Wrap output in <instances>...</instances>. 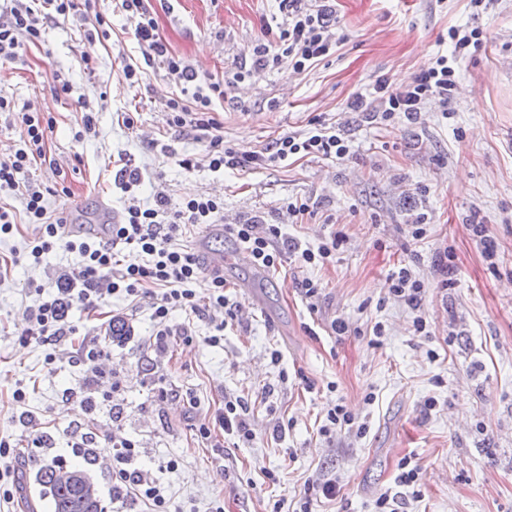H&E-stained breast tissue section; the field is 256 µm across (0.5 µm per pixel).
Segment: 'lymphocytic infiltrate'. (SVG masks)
I'll list each match as a JSON object with an SVG mask.
<instances>
[{"label": "lymphocytic infiltrate", "mask_w": 512, "mask_h": 512, "mask_svg": "<svg viewBox=\"0 0 512 512\" xmlns=\"http://www.w3.org/2000/svg\"><path fill=\"white\" fill-rule=\"evenodd\" d=\"M145 2L120 0L121 9L134 26L133 34L143 57L142 64L125 63L123 73L127 80L136 83L142 79V65L158 63L163 66L167 80L176 87L165 103L168 123L185 131L207 132L204 158L210 170L246 171L275 167L299 155L341 159L350 154V141L340 126L319 118L310 121L306 132L289 133L276 138L263 150L240 153L227 147L223 136L214 134L215 120L210 116L213 101L226 99L228 88L242 82L251 71L286 67L300 73L335 54L340 39L336 35V9L331 0H280L282 20L277 34L251 45L250 68L216 81L198 73L170 51ZM78 9V0H0V62L15 59L25 44L38 42L41 21L65 19ZM448 37L453 45L451 54L437 56L434 64L421 70L411 83L397 87L382 75L376 79L371 92L354 94L347 108L355 114L357 122L370 126L414 124L420 118L425 100L434 97L441 104L450 103L460 63L470 48L490 41L492 34L486 27L454 28L449 30ZM21 124L23 145L10 162L0 163V190L6 189L19 196L24 223L32 228L31 236L25 240L23 256L39 263L46 254L62 246L76 257L75 266L53 276L46 297L28 310V327L21 337L22 342L61 344L78 333L69 318L73 309L102 308L115 295L151 298L155 346L161 351L165 350L173 332L169 318L174 311L196 314L207 307L235 318L236 310L230 307L224 293L223 274L206 270L198 254L181 243L189 227L225 224L223 199L199 195L185 198L173 207L166 194L159 192L153 205L125 207L121 223L104 225L101 233L87 235L78 231L70 240L59 241V229L49 215L43 191L33 182L23 183L18 179L19 174L34 163L47 162L46 140L53 129V121L25 112L21 115ZM21 224L0 206V239L19 234ZM226 226L251 261L268 269L278 267L290 255L305 265H327L344 241L342 234L334 233L313 246L288 237L281 225L266 224L257 218ZM126 250L139 253L141 262L124 263L121 254ZM200 282L207 286L202 298L195 291ZM389 283L390 293L415 312L416 332L427 335L424 282L409 266L403 265L390 274ZM106 355L99 342L81 345L79 359L86 367L85 395L81 404L89 413L94 411L97 401H111L120 389L118 383L105 381L106 372L100 362ZM191 429L204 441L212 440L218 429L246 441L253 437L247 409L237 401L225 402L213 421L192 424ZM110 442L113 502L125 508L144 504L149 512H171L170 501L158 477L139 462L136 441L115 435Z\"/></svg>", "instance_id": "f902f5d3"}]
</instances>
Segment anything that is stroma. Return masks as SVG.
Wrapping results in <instances>:
<instances>
[{"label":"stroma","mask_w":512,"mask_h":512,"mask_svg":"<svg viewBox=\"0 0 512 512\" xmlns=\"http://www.w3.org/2000/svg\"><path fill=\"white\" fill-rule=\"evenodd\" d=\"M89 5L106 18L108 39L89 40L75 20L48 21L39 44L0 64V96L14 108L0 116V156L22 144L19 111L55 121L48 140L55 166L27 173L54 189V217L92 224L103 206L119 210L132 197L149 203L161 190L174 205L195 195L223 198L225 224L257 216L314 246L335 232L345 237L324 267L292 259L260 272L234 259L224 281L242 313L216 345L207 342L222 318L216 310L193 320L174 312L175 327L190 326L195 339L186 345L171 337L162 354L153 347L149 299L116 296L105 313L75 311L83 335H99L112 315L132 325L131 356L114 349L105 366L121 385V433L136 440L141 463L153 471L171 459L178 464L163 475L172 505L183 512H271L281 501L295 510L309 487L332 483L335 499L314 496L313 512H376L379 495L397 490V465L408 457L421 469L420 495L399 490V512H512V0H492L482 14L469 0H335L343 38L335 55L299 74L283 69L245 78L214 117L226 146L241 153L303 132L319 117L341 124L352 157L293 158L245 172L211 171L203 143L168 125L163 103L172 86L162 68H147L134 85L124 79V60L142 59L133 27L117 0ZM150 6L172 51L217 79L238 71L251 45L281 20L279 0ZM458 26H488L494 37L460 64L452 118L430 102L414 125L354 123L347 110L354 93L368 92L382 74L408 84L450 50L448 30ZM62 79L69 93L58 91ZM81 97L96 114V130L79 140ZM124 112L132 113L134 128L122 125ZM187 156L198 158L194 170L179 166ZM126 164L144 177L129 194L114 182ZM63 185L69 194L60 193ZM296 199L309 204L308 214H287L286 203ZM474 213L498 244L497 268L467 226ZM420 217L426 233L416 238L412 226ZM73 262L61 250L37 266L24 260L0 284V440L16 454L13 468L0 473V487L15 491L0 498V512H52L36 477L59 454L85 470L104 507L112 505L110 465L86 463L72 446L75 423L102 436L112 432L79 400L64 397L83 383L75 347L52 351L20 341L23 312L34 302L28 287L48 283ZM402 263L428 287L429 335L415 333L413 313L389 293L388 276ZM305 277L321 282L318 297L296 288ZM446 278L452 287H441ZM339 321L348 327L342 336L333 330ZM378 322L380 337L372 331ZM156 377L165 378L173 397L155 396ZM19 388L22 403L12 399ZM228 398L247 405L252 440L232 437L220 448L198 442L187 410L208 422ZM337 404L365 425V434L323 432ZM37 433L52 437L53 447H32ZM273 473L279 482L270 481Z\"/></svg>","instance_id":"1"}]
</instances>
